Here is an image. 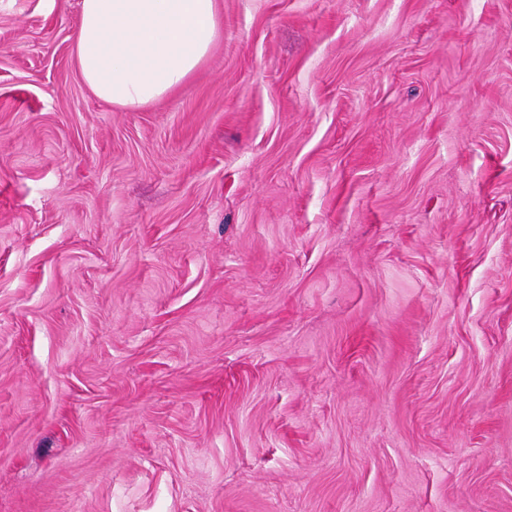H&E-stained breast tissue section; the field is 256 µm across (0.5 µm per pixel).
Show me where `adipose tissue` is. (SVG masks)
Returning <instances> with one entry per match:
<instances>
[{
	"label": "adipose tissue",
	"instance_id": "1",
	"mask_svg": "<svg viewBox=\"0 0 512 512\" xmlns=\"http://www.w3.org/2000/svg\"><path fill=\"white\" fill-rule=\"evenodd\" d=\"M219 0H80L78 73L100 100L152 105L187 87L219 36Z\"/></svg>",
	"mask_w": 512,
	"mask_h": 512
}]
</instances>
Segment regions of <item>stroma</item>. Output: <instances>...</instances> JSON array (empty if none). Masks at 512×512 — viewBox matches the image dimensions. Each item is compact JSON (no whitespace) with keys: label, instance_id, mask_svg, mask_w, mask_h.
Returning a JSON list of instances; mask_svg holds the SVG:
<instances>
[{"label":"stroma","instance_id":"obj_1","mask_svg":"<svg viewBox=\"0 0 512 512\" xmlns=\"http://www.w3.org/2000/svg\"><path fill=\"white\" fill-rule=\"evenodd\" d=\"M124 109L0 0V512H512V0H220Z\"/></svg>","mask_w":512,"mask_h":512}]
</instances>
